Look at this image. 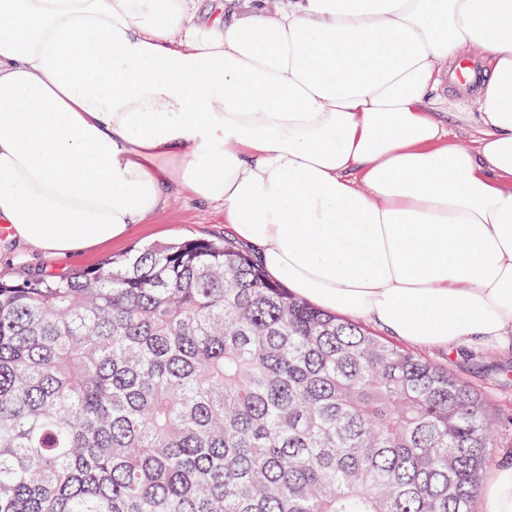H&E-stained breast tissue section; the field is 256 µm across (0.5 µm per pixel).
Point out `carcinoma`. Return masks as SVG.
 <instances>
[{
	"instance_id": "1",
	"label": "carcinoma",
	"mask_w": 512,
	"mask_h": 512,
	"mask_svg": "<svg viewBox=\"0 0 512 512\" xmlns=\"http://www.w3.org/2000/svg\"><path fill=\"white\" fill-rule=\"evenodd\" d=\"M484 399L229 239L0 280V512H473Z\"/></svg>"
}]
</instances>
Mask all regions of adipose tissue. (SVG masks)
I'll list each match as a JSON object with an SVG mask.
<instances>
[{"label":"adipose tissue","instance_id":"obj_1","mask_svg":"<svg viewBox=\"0 0 512 512\" xmlns=\"http://www.w3.org/2000/svg\"><path fill=\"white\" fill-rule=\"evenodd\" d=\"M0 0V225L70 257L174 193L425 348L512 345V0ZM478 52V138L433 92Z\"/></svg>","mask_w":512,"mask_h":512}]
</instances>
